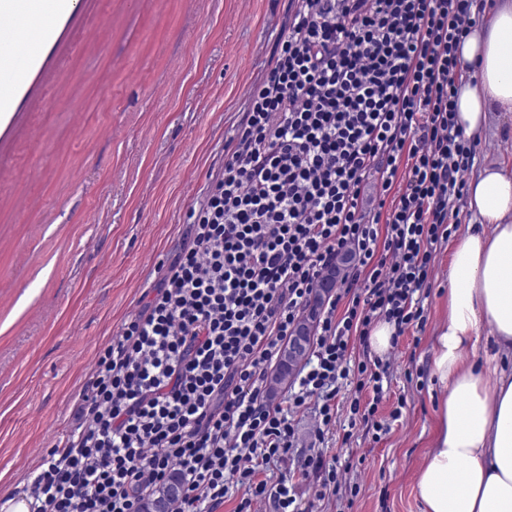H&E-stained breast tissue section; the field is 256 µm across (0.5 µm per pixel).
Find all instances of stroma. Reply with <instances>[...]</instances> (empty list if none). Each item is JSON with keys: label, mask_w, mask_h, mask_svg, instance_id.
Masks as SVG:
<instances>
[{"label": "stroma", "mask_w": 512, "mask_h": 512, "mask_svg": "<svg viewBox=\"0 0 512 512\" xmlns=\"http://www.w3.org/2000/svg\"><path fill=\"white\" fill-rule=\"evenodd\" d=\"M284 0H76L0 110V496L73 420L74 397L166 260L267 66ZM425 329L394 356L400 409L378 444L330 442L353 501L420 512L411 486L435 426L427 367L447 313L448 254Z\"/></svg>", "instance_id": "35a3bbf8"}]
</instances>
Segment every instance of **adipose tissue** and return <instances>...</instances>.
Segmentation results:
<instances>
[{
	"mask_svg": "<svg viewBox=\"0 0 512 512\" xmlns=\"http://www.w3.org/2000/svg\"><path fill=\"white\" fill-rule=\"evenodd\" d=\"M457 55L474 69L457 85V121L479 136L512 112V0H489ZM466 209L429 359L435 430L412 493L421 512H512V170L472 172Z\"/></svg>",
	"mask_w": 512,
	"mask_h": 512,
	"instance_id": "obj_1",
	"label": "adipose tissue"
}]
</instances>
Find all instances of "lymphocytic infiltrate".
<instances>
[{"label": "lymphocytic infiltrate", "instance_id": "1", "mask_svg": "<svg viewBox=\"0 0 512 512\" xmlns=\"http://www.w3.org/2000/svg\"><path fill=\"white\" fill-rule=\"evenodd\" d=\"M486 0H288L268 67L224 145L203 198L137 312L97 356L74 422L29 472V512H141L179 473L175 512H315L360 486L320 445L295 456L293 416L313 404L318 439L337 433L347 380L372 390L348 425L380 441L393 376L372 326H424L437 253L458 228L480 158L459 127L457 43ZM358 263L316 315L287 402L269 369L323 272ZM296 459L276 482L259 473ZM314 488L304 500L298 481Z\"/></svg>", "mask_w": 512, "mask_h": 512}]
</instances>
